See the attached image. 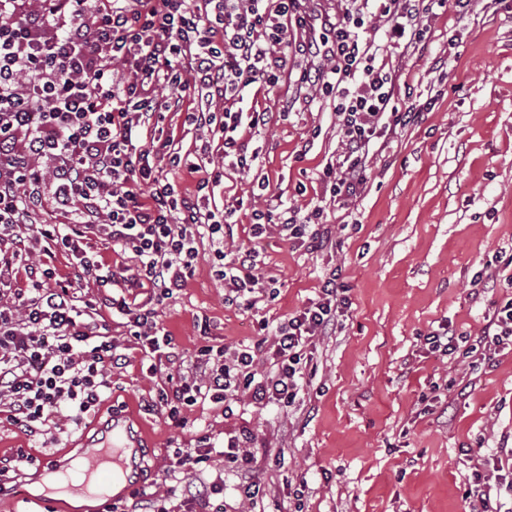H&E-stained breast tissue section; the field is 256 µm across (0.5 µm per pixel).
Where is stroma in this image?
<instances>
[{"mask_svg": "<svg viewBox=\"0 0 512 512\" xmlns=\"http://www.w3.org/2000/svg\"><path fill=\"white\" fill-rule=\"evenodd\" d=\"M428 25L424 49H392L386 60L429 108L388 147L371 149L367 183L350 209L325 207L332 247L311 254L273 228L253 238L251 211L242 209L232 243L259 250L274 297L251 309L225 304L204 242L194 276L158 308L160 327L183 356L203 344L251 347L272 339L338 270L351 306L341 332L309 347L315 373L304 398L287 409L247 395L225 408L201 401L175 426L147 404L177 365L150 373V359L108 313L128 362L112 372L107 405L77 421L59 413L32 434L0 421L1 459L20 448L41 459L71 456L76 439L116 408L131 412L148 437L139 488L174 504L192 481L166 475L177 450L203 441L219 450L226 433L245 430L261 485L256 503L242 501L241 474L219 454L197 479L223 486L211 497L222 512H473L466 489L477 461L512 448V348L474 363L429 352L423 337L447 321L481 335L495 304L512 296L501 263L512 255V0H472ZM257 101L275 118L251 141L259 151L251 171L226 169L215 201H253L265 189L308 214L320 205L322 168L339 147L336 116L314 89L292 82ZM484 268L492 281L474 286ZM202 315L210 320L205 337Z\"/></svg>", "mask_w": 512, "mask_h": 512, "instance_id": "stroma-1", "label": "stroma"}]
</instances>
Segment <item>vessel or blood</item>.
I'll return each instance as SVG.
<instances>
[{
	"instance_id": "vessel-or-blood-1",
	"label": "vessel or blood",
	"mask_w": 512,
	"mask_h": 512,
	"mask_svg": "<svg viewBox=\"0 0 512 512\" xmlns=\"http://www.w3.org/2000/svg\"><path fill=\"white\" fill-rule=\"evenodd\" d=\"M78 461L46 457L41 472L53 485L100 502L120 499L136 484L143 462L144 433L124 412H113L96 432L80 437Z\"/></svg>"
}]
</instances>
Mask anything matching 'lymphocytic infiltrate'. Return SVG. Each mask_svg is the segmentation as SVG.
<instances>
[{
    "instance_id": "f902f5d3",
    "label": "lymphocytic infiltrate",
    "mask_w": 512,
    "mask_h": 512,
    "mask_svg": "<svg viewBox=\"0 0 512 512\" xmlns=\"http://www.w3.org/2000/svg\"><path fill=\"white\" fill-rule=\"evenodd\" d=\"M307 0H0V398L7 420L36 432L68 410L73 418L100 406L111 372L127 362L100 320L118 314L143 352L175 349L162 333L157 304L193 277L197 244L210 242L209 262L225 302L254 307L259 253L226 249L230 220L243 199L217 206L223 167L202 165L175 143L169 125L182 117L237 170L257 159L254 133L269 112L242 108L245 92H268L289 79L315 87L338 121L340 150L321 176L338 207L352 204L367 181L373 145L417 116L395 70L377 64L372 37L383 26L388 47L418 49L430 37L424 18L448 0H358L335 14ZM323 58L329 70L292 75L289 55ZM150 139H143V132ZM196 175L194 188L176 176ZM252 234L275 227L309 252L328 247V229L282 208L279 196L253 209ZM100 237L130 265L105 269L90 240ZM70 256L80 277L34 260L36 244ZM330 273L310 305L282 323L266 350L200 346L186 370L169 377L159 406L184 425L183 407L221 404L250 394L260 405L295 404L302 362L314 338L343 328L349 300ZM97 290L80 301L83 281ZM150 285L153 298L127 301L124 291ZM452 323L425 341L444 357L512 346V298L497 308L468 349ZM271 362L261 375L257 363ZM467 493L482 512H512V462L475 470Z\"/></svg>"
}]
</instances>
